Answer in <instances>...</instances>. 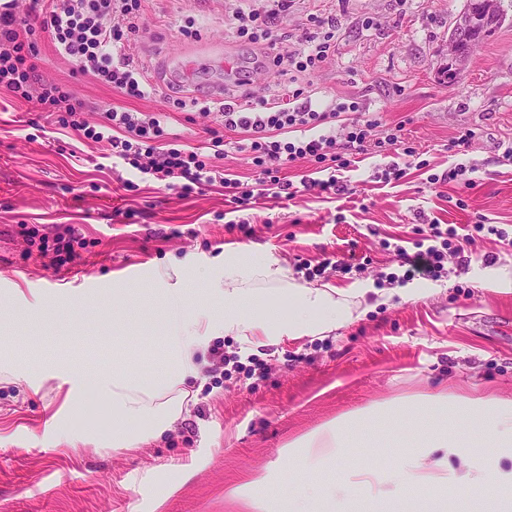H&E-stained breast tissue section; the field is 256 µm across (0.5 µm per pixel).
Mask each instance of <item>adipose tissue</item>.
<instances>
[{
  "mask_svg": "<svg viewBox=\"0 0 512 512\" xmlns=\"http://www.w3.org/2000/svg\"><path fill=\"white\" fill-rule=\"evenodd\" d=\"M289 299L288 318L275 319L269 310L275 301ZM171 320L164 334L167 369L163 375L143 378L123 368L102 374L94 384L107 405L120 418H150L140 431L113 437L112 445L133 451L166 432L178 418L187 393L184 385L197 377L195 355L216 335L224 334L246 343L262 337L271 342L316 336L349 321L353 315L349 294L331 286L309 288L287 280L282 268L269 263L241 264L238 254L224 256V279L211 290V299L224 304L223 318H216L210 301H187L179 284L165 289ZM435 403L454 414L457 430H482L489 443L499 448L496 456L473 458L456 441L440 437L429 447L402 457L394 473L376 467L351 470L328 487L308 486L290 505L289 512H348L353 494L366 492L386 500L409 487H453L460 495L476 491L487 495L492 512H512V399L494 396L465 397L439 394ZM297 447L305 454L303 469L319 468L326 456L343 449L339 423H331L304 438Z\"/></svg>",
  "mask_w": 512,
  "mask_h": 512,
  "instance_id": "ef3b65f1",
  "label": "adipose tissue"
}]
</instances>
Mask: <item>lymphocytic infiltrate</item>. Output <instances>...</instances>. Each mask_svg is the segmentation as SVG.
I'll return each mask as SVG.
<instances>
[{
  "mask_svg": "<svg viewBox=\"0 0 512 512\" xmlns=\"http://www.w3.org/2000/svg\"><path fill=\"white\" fill-rule=\"evenodd\" d=\"M269 10L253 9L235 16L240 36L252 42L277 45L271 25L278 13L287 11L292 0H272ZM145 0H0V93L17 106L55 115L58 123L81 138L107 144L113 157L158 181L182 179L185 190L218 185L226 193L247 199L252 195L245 183L220 166L223 133L242 130L239 151L256 152L261 169L259 186L295 196L292 181L281 179V170L302 159L317 163L340 160L335 136L317 134L319 126L339 122L349 104L331 103L316 110L298 104V94L289 90L273 101L261 100L251 111L240 106L194 97L179 101L212 114L208 132L216 148L207 156L184 148L180 137L170 133L163 117L125 107L104 109L100 123L88 124L82 117L85 105L66 82L43 78L38 72L39 33H48L59 54L75 62L99 83L131 100L150 95L153 84L127 54L132 41L144 29ZM40 252L54 269L72 266L79 259L74 228L57 227L53 234L29 231ZM455 237L453 230L431 224L422 232L423 250L408 254L398 249L402 264L410 269L439 268L446 249Z\"/></svg>",
  "mask_w": 512,
  "mask_h": 512,
  "instance_id": "obj_1",
  "label": "lymphocytic infiltrate"
}]
</instances>
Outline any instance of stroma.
Instances as JSON below:
<instances>
[{"label":"stroma","instance_id":"obj_1","mask_svg":"<svg viewBox=\"0 0 512 512\" xmlns=\"http://www.w3.org/2000/svg\"><path fill=\"white\" fill-rule=\"evenodd\" d=\"M494 2L502 22L456 83L446 75L448 35L465 0H294L276 20L289 50L309 47L311 15L336 20L328 57L306 72L271 63L253 71L256 47L232 19L263 0H147L145 30L129 52L156 92L134 101L40 36L42 75L68 83L91 124L109 105L162 112L171 133L203 150L210 116L176 108L175 99L220 89L243 104L293 88L316 109L336 99L355 104L349 120L376 126L361 153L336 132L349 162L337 176L349 194L332 198L312 185L245 206L218 186H165L49 118L0 111V353L33 375L25 387L0 382V512H237L228 490L261 472L271 481L253 495L270 512H287L308 484L332 485L351 468L390 463V451L408 455L427 444V431L403 418L419 403L425 420L436 418L426 396L512 398V285H484L489 270L512 282V159L504 154L512 142V0ZM196 58L202 69L179 85L180 60ZM390 134L396 144H386ZM461 135L467 145L452 148ZM61 141L73 152L59 153ZM459 164L474 188L442 182ZM394 168L400 177L382 180ZM431 223L469 242L463 254L447 251L434 273H414L415 293L404 295L384 279L400 270L386 244L399 238L414 251ZM26 224L44 233L72 226L84 280L53 271ZM243 249L304 286L354 292L353 319L320 338L213 339L173 427L141 451L113 447V435L135 424L113 416L90 384L67 399L68 383L47 377V364L66 361L90 380L112 369L119 345L162 371L161 269L177 260L183 287L201 298L223 280L225 252ZM336 256L351 259V271L307 278L306 265ZM224 356L236 370L225 371ZM371 406L389 417L368 418ZM336 419L345 422L346 453L311 473L289 463L290 443Z\"/></svg>","mask_w":512,"mask_h":512}]
</instances>
